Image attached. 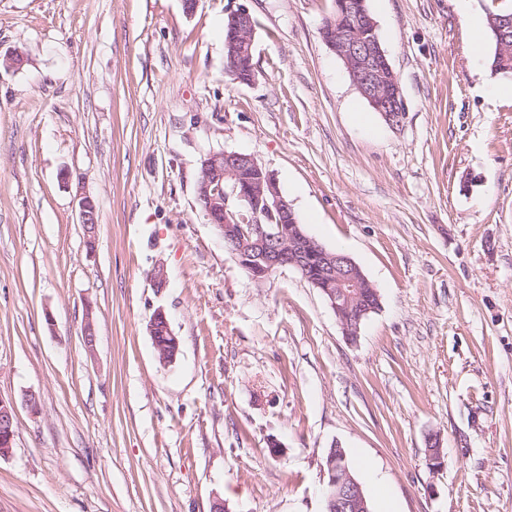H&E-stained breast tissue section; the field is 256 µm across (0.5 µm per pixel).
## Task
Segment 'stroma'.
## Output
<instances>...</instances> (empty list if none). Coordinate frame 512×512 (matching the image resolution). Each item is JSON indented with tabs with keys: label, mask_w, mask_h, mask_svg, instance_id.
<instances>
[{
	"label": "stroma",
	"mask_w": 512,
	"mask_h": 512,
	"mask_svg": "<svg viewBox=\"0 0 512 512\" xmlns=\"http://www.w3.org/2000/svg\"><path fill=\"white\" fill-rule=\"evenodd\" d=\"M366 5L397 126L323 41L334 0H0V55H25L0 68V512H325L335 442L397 512H512V78L472 59L456 0ZM240 7L249 84L226 72ZM224 150L377 288L356 340L297 270L254 282L208 223L201 162ZM228 17V18H227ZM224 22V52L227 57L229 50L227 43L232 41L234 32L235 39L230 43L231 54L228 57L227 71L235 81L239 82L237 73V55L238 54H251L253 47V34L254 24L253 17L246 8L240 7L237 10L231 11ZM228 20L231 29L228 27ZM148 331L152 341L156 336L158 344L163 343L166 340L165 336H167L165 343L162 345L155 344V349L159 352L161 363L167 365L173 362L179 353L180 342L178 336L173 333L164 310L159 309L154 312L148 325ZM158 331L163 336H159ZM15 408L13 402L0 399V455L10 453L15 436Z\"/></svg>",
	"instance_id": "stroma-1"
}]
</instances>
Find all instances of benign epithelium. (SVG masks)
<instances>
[{
  "instance_id": "benign-epithelium-1",
  "label": "benign epithelium",
  "mask_w": 512,
  "mask_h": 512,
  "mask_svg": "<svg viewBox=\"0 0 512 512\" xmlns=\"http://www.w3.org/2000/svg\"><path fill=\"white\" fill-rule=\"evenodd\" d=\"M235 39L227 71L238 78L237 55L251 53L254 24L249 11L240 7L228 14ZM330 50L337 53L348 68L352 84L369 103L377 108L386 122L397 125L405 115L401 90L384 98L385 84L380 80L374 59L384 54L379 44L357 46L348 34L330 35ZM198 201L205 217L240 266L257 283L266 281L276 271L292 267L320 290L336 313L344 335L354 340L357 325L367 314L354 308L351 288L363 277L359 266L347 255L336 254L303 232L295 219L290 201L282 194L276 178L258 160L235 151L207 154L201 162ZM79 222L87 234L94 235L98 224L96 206L89 196L78 202ZM278 216L277 224H264L261 217ZM149 335L162 334L165 343L155 346L161 363L173 362L180 342L162 309L154 312L148 325ZM14 404L0 399V455L10 453L15 436ZM328 470L323 473V494L336 512H369L361 485L348 473L342 459L329 456Z\"/></svg>"
}]
</instances>
